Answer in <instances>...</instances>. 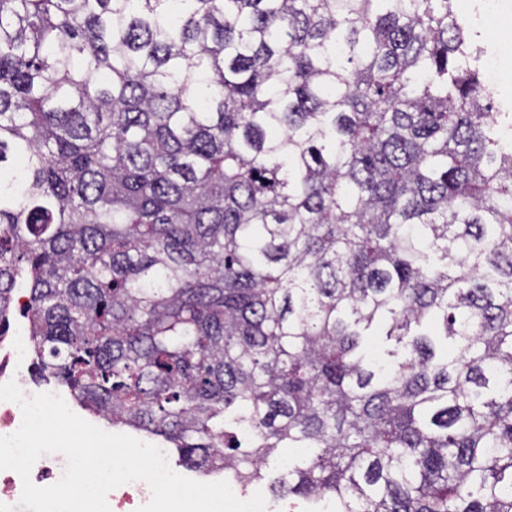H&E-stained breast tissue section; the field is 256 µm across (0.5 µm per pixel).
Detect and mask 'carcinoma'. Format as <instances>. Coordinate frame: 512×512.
Masks as SVG:
<instances>
[{"mask_svg":"<svg viewBox=\"0 0 512 512\" xmlns=\"http://www.w3.org/2000/svg\"><path fill=\"white\" fill-rule=\"evenodd\" d=\"M466 28L452 0H0V336L26 289L42 376L187 466L512 512V113Z\"/></svg>","mask_w":512,"mask_h":512,"instance_id":"cac0c4a2","label":"carcinoma"}]
</instances>
